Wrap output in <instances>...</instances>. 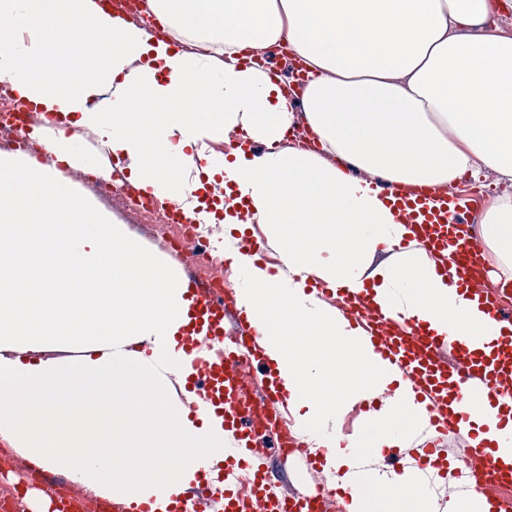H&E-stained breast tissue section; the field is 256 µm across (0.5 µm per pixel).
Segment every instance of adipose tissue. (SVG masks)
Returning <instances> with one entry per match:
<instances>
[{
    "instance_id": "ef3b65f1",
    "label": "adipose tissue",
    "mask_w": 512,
    "mask_h": 512,
    "mask_svg": "<svg viewBox=\"0 0 512 512\" xmlns=\"http://www.w3.org/2000/svg\"><path fill=\"white\" fill-rule=\"evenodd\" d=\"M495 10V0H147L167 32L157 40L96 0H0V78L101 145L82 162L72 139L46 125L32 137L48 163L0 159V377L20 391L0 402V436L40 468L68 454L72 481L126 505L174 483L156 457L211 462L224 445L219 418L195 423L186 408L195 395H173L190 361L159 347L189 328L190 300L168 288L153 256L114 247L111 224L54 168L107 177L127 157L134 187L184 202L196 223L223 225L238 303L289 406L306 408L325 436L349 512H425L421 499L374 489L357 463L402 443L403 423L423 427L425 405L312 286L369 289L373 305H397L461 344L484 325L478 295L406 248L414 227L378 183L449 188L485 168L512 179V36L489 29ZM281 46L306 67L300 95L262 63ZM295 127L321 151L285 144ZM221 131L268 149L209 150ZM253 224L274 231L277 269L240 251L236 235ZM481 236L499 257L490 279L511 280V199L485 211ZM135 340L146 351L130 350ZM75 341L92 357L20 359ZM378 394L358 451L341 450L337 408Z\"/></svg>"
}]
</instances>
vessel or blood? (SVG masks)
I'll use <instances>...</instances> for the list:
<instances>
[{"instance_id":"b4317fda","label":"vessel or blood","mask_w":512,"mask_h":512,"mask_svg":"<svg viewBox=\"0 0 512 512\" xmlns=\"http://www.w3.org/2000/svg\"><path fill=\"white\" fill-rule=\"evenodd\" d=\"M394 204L407 210L419 228L416 245L427 253L441 257L436 273L454 270L462 288L485 287L486 262L481 249L469 233V226L461 218L463 212L478 208L479 191L468 195L445 196L440 207H430L433 198L430 189L420 190L417 198H410L402 189L392 192ZM512 290L505 286L487 289L488 320L476 337L481 348L468 351L449 344L447 337L430 333L422 323L403 313H382L369 309L364 295H350L336 288H322L324 300L335 301L344 316L363 322L376 353L396 367L402 374L408 390L427 402L429 426L438 436L458 431L462 420L484 414L496 406L499 396L512 393V309L505 308L503 299ZM189 294L198 311L207 319L197 330V340H182L184 353L192 358L193 367L215 366L224 372V406L218 416L224 420L228 444L220 455L226 472L235 465L266 454V440L256 432L252 413L240 408L236 391L241 384L261 378L258 387L260 401L269 419L280 429L278 447H301V438L292 437V429L283 417L285 400L269 387L276 377L277 367L257 360L256 341L259 332L247 316H237V337H230L224 328V315L218 312L215 291L205 282L195 283ZM453 390L455 401L444 397V390ZM484 440L475 447L465 445L457 451L456 479L461 483L464 499L486 497L487 479H494L512 489V466L500 467L498 457L512 454V425L499 419L494 425L484 426ZM167 471H193L195 479L207 483L206 494L199 496L196 512H210L212 503H219L223 512H323L324 505L313 496L288 492L282 483L272 481L269 472L255 474L257 490L250 497H242L229 487L225 476L215 475L210 469L182 457L160 459Z\"/></svg>"}]
</instances>
